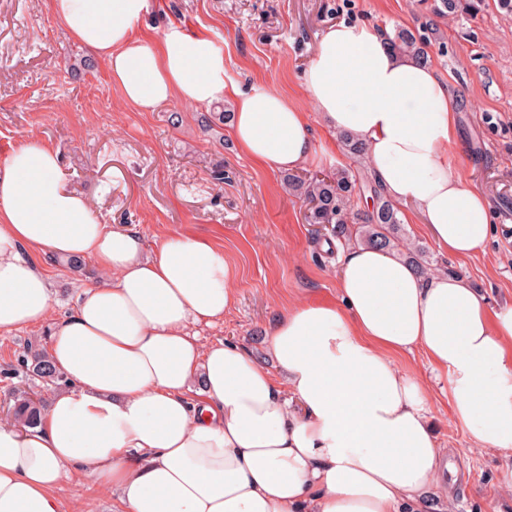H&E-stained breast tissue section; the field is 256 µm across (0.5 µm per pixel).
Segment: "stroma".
<instances>
[{
    "label": "stroma",
    "mask_w": 512,
    "mask_h": 512,
    "mask_svg": "<svg viewBox=\"0 0 512 512\" xmlns=\"http://www.w3.org/2000/svg\"><path fill=\"white\" fill-rule=\"evenodd\" d=\"M440 0H151L140 31L160 38L172 23L208 34L224 51L228 84L263 86L304 104V72L321 35L340 21L394 35L428 33L429 64L448 85L459 135L451 152L460 172L487 197L493 231L485 251L454 258L431 246L422 225L404 223L409 242L433 266L460 273L490 307L512 305V14L485 0L474 15L437 14ZM178 101L145 112L126 103L105 63L62 27L49 0H0V161L35 140L58 149L66 187L91 201L100 221L139 233L154 245L164 232L211 240L233 266L236 302L222 323L200 328L203 343L221 339L269 362V334L284 303L333 302L344 239L305 220L286 191V172L260 167L239 151L221 112ZM313 158L297 168L307 179L348 169L357 190L351 212L372 207L365 162L310 112ZM54 284L55 316L71 313L97 276L91 262L72 269L40 256ZM47 349V326L0 335V394L16 386L51 402L57 387L31 380L18 358L26 344ZM431 406L439 447L448 452L450 501L437 512H512V456L472 451L454 419L447 381L436 380L421 351L398 357Z\"/></svg>",
    "instance_id": "obj_1"
}]
</instances>
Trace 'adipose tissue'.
Returning a JSON list of instances; mask_svg holds the SVG:
<instances>
[{"label":"adipose tissue","mask_w":512,"mask_h":512,"mask_svg":"<svg viewBox=\"0 0 512 512\" xmlns=\"http://www.w3.org/2000/svg\"><path fill=\"white\" fill-rule=\"evenodd\" d=\"M55 16L107 65L142 111L223 100L224 53L175 24L138 35L149 0H52ZM330 127L354 135L388 199L411 205L430 241L464 258L491 233L485 196L458 171L448 85L381 33L327 29L303 80ZM231 134L254 163L296 168L314 154L308 115L275 90L235 94ZM88 260L97 279L73 314L53 315L34 254ZM335 303L285 306L269 341L276 371L194 331L224 319L234 273L202 236L100 223L68 190L59 155L27 143L0 164V334L49 325L67 381L33 427L0 423V512H62L85 479L112 512H424L447 495L444 454L419 380L395 363L421 349L448 382L477 451L512 454V305L490 308L462 274L423 275L360 246L340 259Z\"/></svg>","instance_id":"ef3b65f1"}]
</instances>
